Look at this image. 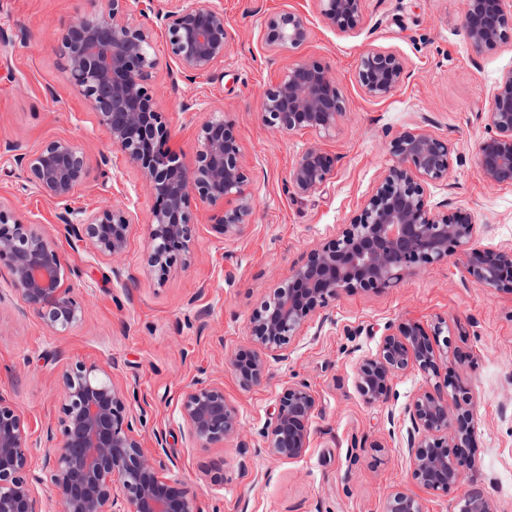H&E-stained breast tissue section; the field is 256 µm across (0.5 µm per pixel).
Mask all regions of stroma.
<instances>
[{
    "mask_svg": "<svg viewBox=\"0 0 512 512\" xmlns=\"http://www.w3.org/2000/svg\"><path fill=\"white\" fill-rule=\"evenodd\" d=\"M224 8L232 37L224 68L190 82L178 77L164 37H156L151 88L185 167H192L207 110L231 120L244 146L243 166L253 211L244 232L228 240L213 211L193 201L189 259L165 275L147 265L153 198L125 155L109 144L85 100L69 85L58 53L68 26L104 0H0V27L23 32L0 48V139L36 151L67 139L91 165L72 207L112 198L134 215L124 269L56 231L59 204L28 188L21 172L0 162V201L32 232L54 243L67 267L81 270L68 287L84 305L64 332L48 329L26 310L0 265V394L24 417L37 444L31 469L44 474L40 444L56 426L61 377L84 362L111 367L132 412L146 454L166 450L205 512H382L383 492L418 497L424 512H451L465 490L480 489L493 512H512V292L484 288L464 271L456 253L422 272L405 273L391 288L341 293L271 362L266 378L243 387L228 354L251 346L249 317L274 288L286 283L308 253L334 238L393 164L391 142L424 129L446 141L452 169L429 186L430 205L467 208L480 231L476 247L512 248V184L493 185L480 174L477 150L489 131L483 120L490 94L512 69V42L474 52L465 34L467 0H363V22L351 32L331 29L317 0H214ZM283 10L304 14L310 37L274 54L264 43L267 18ZM376 47L399 54L409 77L383 99L367 96L355 79L360 52ZM311 60L334 76L345 114L331 136H275L259 119L267 87L289 65ZM205 110H183L190 98ZM334 160L331 179L308 196L287 186L288 172L310 143ZM108 166H100V155ZM448 323L443 372L475 403L476 433L464 479L448 493L420 487L406 452L405 407L429 382L409 369L393 381L388 403L366 404L356 370L374 353L385 325L411 322L431 330ZM304 380L316 399L310 445L296 460H275L261 430L289 383ZM223 386L241 418V437L203 448L189 440L180 417L184 392L196 384ZM223 485H214L215 473Z\"/></svg>",
    "mask_w": 512,
    "mask_h": 512,
    "instance_id": "35a3bbf8",
    "label": "stroma"
}]
</instances>
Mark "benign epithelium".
I'll list each match as a JSON object with an SVG mask.
<instances>
[{"label": "benign epithelium", "instance_id": "1", "mask_svg": "<svg viewBox=\"0 0 512 512\" xmlns=\"http://www.w3.org/2000/svg\"><path fill=\"white\" fill-rule=\"evenodd\" d=\"M161 21L169 57L185 77L212 74L224 65L231 35L224 10L209 0H144ZM325 23L353 31L363 19L362 0H317ZM465 31L471 48L512 39V0H468ZM154 29L134 21L129 0H107L106 9L73 22L59 47L66 80L85 99L98 124L136 167L155 199L150 214L148 266L159 275L189 255L192 198L216 208L214 226L225 238L239 236L253 207L242 162L243 146L224 113H208L200 127L193 167L187 168L169 147L171 132L158 112L148 85L157 60ZM306 18L282 11L265 22V44L281 52L305 43ZM404 59L374 47L359 55L356 80L373 98L390 95L407 78ZM335 78L307 60L288 67L262 96L260 118L274 133L327 137L344 114ZM485 121L491 134L478 147L482 177L512 184V71L500 78L490 97ZM395 158L375 190L349 221L325 244L313 249L288 284L273 290L249 318L252 348L231 355L240 383L251 387L265 377L269 359H283L291 340L340 293L388 288L401 274L448 260L459 251L465 270L479 286L512 291V248L478 249L479 227L471 213L432 207L427 188L448 179V143L426 130L408 131L390 143ZM20 170L38 195L61 205L57 226L73 243L111 261L125 252L132 224L129 209L99 204L75 209L69 201L87 182L86 155L76 143L58 139L29 152L0 141V159ZM334 159L317 144L307 146L288 175L298 195L325 185ZM0 261L7 265L10 287L49 329L62 332L83 314L55 246L13 219L0 201ZM448 353L416 324L385 326L375 353L356 371V385L370 405L385 404L394 377L409 368L439 377ZM64 397L58 418L60 443L45 454L44 468L63 512H204L191 488L162 456L144 453L138 420L127 409L123 392L107 369L78 363L63 375ZM316 399L304 381L284 387L275 413L263 427L266 453L277 460L302 457L310 443ZM180 413L188 435L203 447L238 435L237 409L224 399V388L197 384L187 390ZM411 423L407 440L412 479L423 488L446 493L463 480L459 449L475 433L472 398L448 378L435 382L406 407ZM31 446L23 416L0 394V512H41L36 485L43 479L30 470ZM383 512H423L420 500L406 492L386 494ZM453 512H492L479 491L464 493Z\"/></svg>", "mask_w": 512, "mask_h": 512}]
</instances>
